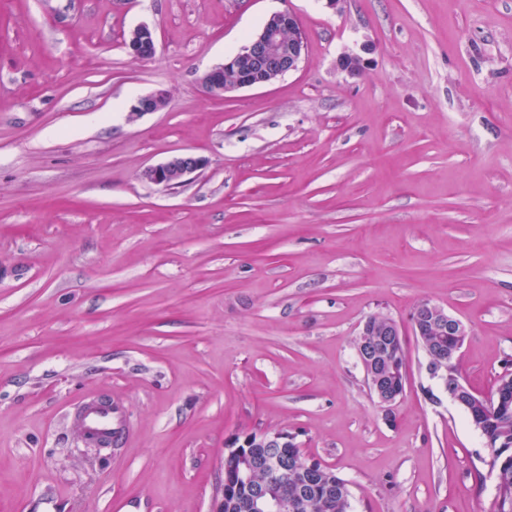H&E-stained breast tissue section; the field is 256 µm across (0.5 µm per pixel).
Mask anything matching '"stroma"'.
Returning a JSON list of instances; mask_svg holds the SVG:
<instances>
[{
	"label": "stroma",
	"instance_id": "obj_1",
	"mask_svg": "<svg viewBox=\"0 0 512 512\" xmlns=\"http://www.w3.org/2000/svg\"><path fill=\"white\" fill-rule=\"evenodd\" d=\"M74 2L0 0V512H213L227 443L264 431L351 512H492L409 315L464 323L474 390L512 373V0ZM285 9L298 70L207 95ZM183 152L182 187L141 179ZM377 313L406 332L389 414L355 345ZM88 395L128 424L99 455L67 424ZM123 46L134 58L145 59L153 56L156 52L154 30L147 25L138 26L125 37Z\"/></svg>",
	"mask_w": 512,
	"mask_h": 512
}]
</instances>
